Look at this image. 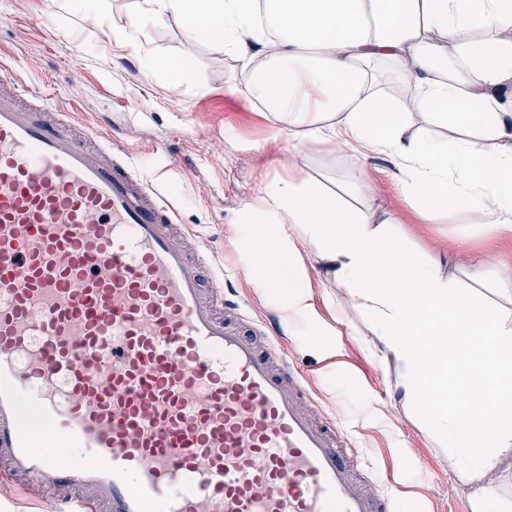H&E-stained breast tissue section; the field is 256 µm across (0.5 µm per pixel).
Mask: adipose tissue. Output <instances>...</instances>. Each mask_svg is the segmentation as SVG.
I'll list each match as a JSON object with an SVG mask.
<instances>
[{
    "instance_id": "ef3b65f1",
    "label": "adipose tissue",
    "mask_w": 512,
    "mask_h": 512,
    "mask_svg": "<svg viewBox=\"0 0 512 512\" xmlns=\"http://www.w3.org/2000/svg\"><path fill=\"white\" fill-rule=\"evenodd\" d=\"M186 20L195 38L219 42L249 73L241 91L277 121L296 149L348 155L353 209L321 182L280 176L246 212L253 275L282 288L292 238L317 251L326 281L346 290L385 357L402 369L405 407L463 460L472 512H491L490 474L512 477V271L501 303L479 302L469 279L438 257L420 259L376 223L365 173L374 152L396 156L402 194L437 209L512 227V0H135L112 40L133 45L149 26ZM255 53H244L246 42ZM391 73L407 94L383 88ZM461 129L453 139L405 137L406 114ZM455 399L447 407L438 394Z\"/></svg>"
}]
</instances>
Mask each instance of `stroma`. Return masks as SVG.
<instances>
[{
    "label": "stroma",
    "instance_id": "stroma-1",
    "mask_svg": "<svg viewBox=\"0 0 512 512\" xmlns=\"http://www.w3.org/2000/svg\"><path fill=\"white\" fill-rule=\"evenodd\" d=\"M133 4L101 0L107 22L100 25L66 0H0V65L54 93L92 135L119 129L115 146L158 179L212 268L230 270L224 297L237 304L240 318L278 328L301 374L303 407L335 420L370 487L384 484L393 492L396 512H408L412 500L429 512H471L472 488L460 480L447 442L403 408L395 388L400 367L382 358L345 289L324 281L314 248L298 239L291 245L297 284L309 298L291 321L280 292L255 281L253 258L242 246L249 236L245 210L272 179L291 174L332 188L348 158L292 150L276 136L272 113L236 92L245 80L239 61L221 43L191 37L181 20L148 27L139 50L114 49L107 25L123 22ZM152 57H182L190 67L176 80L151 68ZM364 165L378 218L391 221L417 256L449 258L458 272L483 259L512 267V234L452 208L422 218V204L399 190L396 158L372 153ZM59 509L53 488H34L0 468V512Z\"/></svg>",
    "mask_w": 512,
    "mask_h": 512
}]
</instances>
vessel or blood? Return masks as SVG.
<instances>
[{
    "label": "vessel or blood",
    "mask_w": 512,
    "mask_h": 512,
    "mask_svg": "<svg viewBox=\"0 0 512 512\" xmlns=\"http://www.w3.org/2000/svg\"><path fill=\"white\" fill-rule=\"evenodd\" d=\"M153 179L0 69V457L102 512H391L299 410L276 332L232 330Z\"/></svg>",
    "instance_id": "1"
}]
</instances>
